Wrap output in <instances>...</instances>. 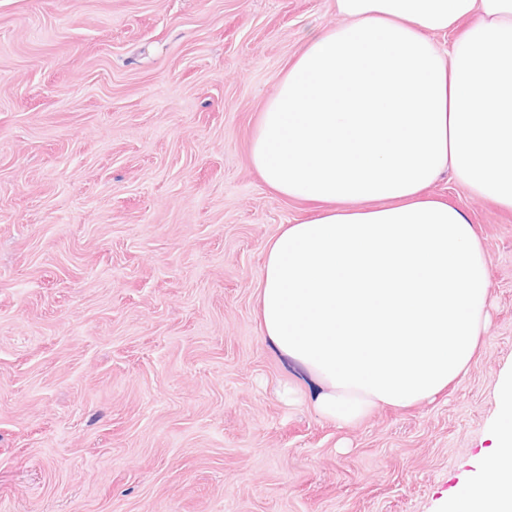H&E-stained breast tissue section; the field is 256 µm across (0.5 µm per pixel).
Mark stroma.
Returning <instances> with one entry per match:
<instances>
[{"label":"stroma","instance_id":"35a3bbf8","mask_svg":"<svg viewBox=\"0 0 512 512\" xmlns=\"http://www.w3.org/2000/svg\"><path fill=\"white\" fill-rule=\"evenodd\" d=\"M330 0H0V512H448L512 372V213L443 179L489 326L434 401L340 429L263 336L266 247L315 203L250 160ZM297 381L300 404L277 389Z\"/></svg>","mask_w":512,"mask_h":512}]
</instances>
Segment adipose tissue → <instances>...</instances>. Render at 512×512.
<instances>
[{
	"mask_svg": "<svg viewBox=\"0 0 512 512\" xmlns=\"http://www.w3.org/2000/svg\"><path fill=\"white\" fill-rule=\"evenodd\" d=\"M267 98L250 156L287 199L319 203L268 244L264 334L345 427L432 399L488 325V257L427 189L452 175L512 211V0H334ZM464 26L448 50L433 34ZM495 449L450 512H512V378Z\"/></svg>",
	"mask_w": 512,
	"mask_h": 512,
	"instance_id": "ef3b65f1",
	"label": "adipose tissue"
}]
</instances>
